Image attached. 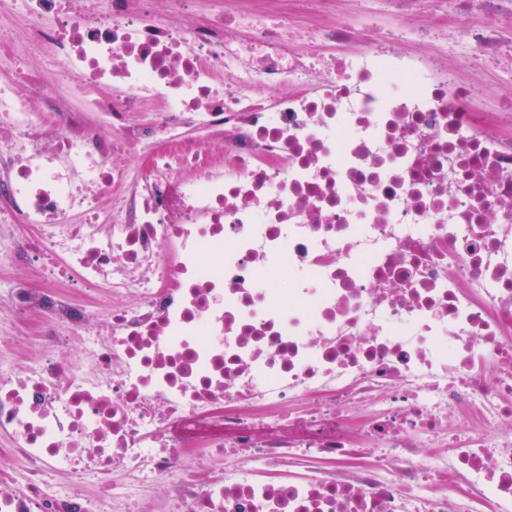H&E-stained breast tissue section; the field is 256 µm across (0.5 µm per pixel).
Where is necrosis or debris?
<instances>
[{"label": "necrosis or debris", "instance_id": "obj_1", "mask_svg": "<svg viewBox=\"0 0 512 512\" xmlns=\"http://www.w3.org/2000/svg\"><path fill=\"white\" fill-rule=\"evenodd\" d=\"M336 2L0 0V512H512V0ZM24 63L40 71L49 85L48 99L43 103V107L47 108L50 105V100L58 97L69 95V90L62 77L59 76L57 68L54 63L47 57L36 55L33 60L27 62L25 56L21 55L17 59H0V80H7L15 71L16 67H20Z\"/></svg>", "mask_w": 512, "mask_h": 512}]
</instances>
